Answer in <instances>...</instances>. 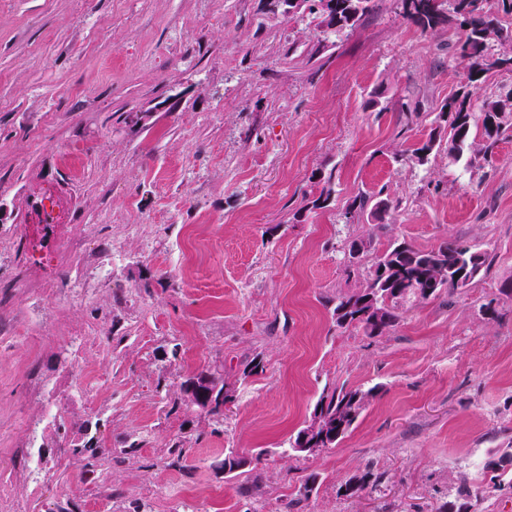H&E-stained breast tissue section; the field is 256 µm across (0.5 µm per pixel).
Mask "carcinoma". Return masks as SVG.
I'll return each mask as SVG.
<instances>
[{"label":"carcinoma","instance_id":"obj_1","mask_svg":"<svg viewBox=\"0 0 512 512\" xmlns=\"http://www.w3.org/2000/svg\"><path fill=\"white\" fill-rule=\"evenodd\" d=\"M347 0H336V12L323 16L321 24L329 29L355 26L371 10V0H359L355 20L347 15ZM414 8L404 14L420 28L432 29L454 21L463 30L458 44L461 58L470 63L469 84L448 98L439 119L445 123L448 156L456 161L466 159L473 165L479 158H488L505 132L506 122L500 111L512 102V88L481 105L483 143L471 138L472 123L478 119L473 112V97L482 74L492 68L512 72V52L491 54L492 41L512 39L504 31L499 17L486 9V0H412ZM486 262L485 254L457 241L445 242L436 249L423 251L400 242L392 245L378 259L368 279L366 291L341 296L336 300L333 317L336 324L360 327L370 336H378L392 328L400 318L399 306L408 296L428 299L447 288L458 287L459 281L474 279ZM372 390L324 387L314 412L337 427L336 440H341L358 417Z\"/></svg>","mask_w":512,"mask_h":512}]
</instances>
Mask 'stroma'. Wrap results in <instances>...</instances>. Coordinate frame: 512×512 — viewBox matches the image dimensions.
I'll use <instances>...</instances> for the list:
<instances>
[{
  "instance_id": "35a3bbf8",
  "label": "stroma",
  "mask_w": 512,
  "mask_h": 512,
  "mask_svg": "<svg viewBox=\"0 0 512 512\" xmlns=\"http://www.w3.org/2000/svg\"><path fill=\"white\" fill-rule=\"evenodd\" d=\"M461 35L401 0L336 32L273 0H0V512H439L463 484L512 512V126L483 168L413 154ZM451 240L488 253L474 280L337 326L393 243ZM210 370L220 416L181 387ZM335 382L377 393L290 452Z\"/></svg>"
}]
</instances>
